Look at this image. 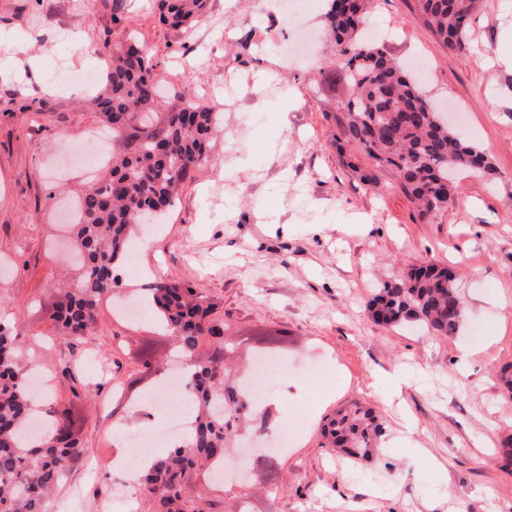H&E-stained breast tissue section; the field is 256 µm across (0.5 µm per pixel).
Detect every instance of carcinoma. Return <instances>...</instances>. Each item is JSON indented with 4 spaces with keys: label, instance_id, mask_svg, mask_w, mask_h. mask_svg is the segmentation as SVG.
Here are the masks:
<instances>
[{
    "label": "carcinoma",
    "instance_id": "obj_1",
    "mask_svg": "<svg viewBox=\"0 0 512 512\" xmlns=\"http://www.w3.org/2000/svg\"><path fill=\"white\" fill-rule=\"evenodd\" d=\"M207 0H157L162 22L185 28L201 16ZM370 0H331L325 28L332 43V66L353 87L336 119L337 149L352 145L372 159L347 166L363 184H378L377 171L396 173L402 193L422 220L455 201L454 177L494 172L489 158L448 127L402 67L382 48L363 44ZM480 0H415V15L446 48L464 46ZM162 78L144 53L129 46L112 55L105 88L95 103L112 126V164L107 174L80 197L73 244L81 256L77 275L56 307L54 320L66 338L81 336L95 323L99 302L118 286L115 273L126 261L132 229L156 224L174 206L183 183L207 159L217 130L204 104L162 106ZM146 300L174 336L186 361V387L195 403L187 437L152 460L138 477L145 500L158 512H197L182 502L181 481L192 469L224 456L239 436L248 412L246 399L227 384L234 344L214 317L218 304L182 284L160 277ZM368 311L381 325H422L437 337L456 335L466 303L456 275L436 262L383 282ZM37 405L28 389V368L20 360L17 337L0 321V512H46L54 487L81 454L64 410H54L46 432L33 436ZM384 435L376 412L352 402L323 424L325 446L353 462L372 458Z\"/></svg>",
    "mask_w": 512,
    "mask_h": 512
}]
</instances>
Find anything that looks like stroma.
Here are the masks:
<instances>
[{
    "label": "stroma",
    "mask_w": 512,
    "mask_h": 512,
    "mask_svg": "<svg viewBox=\"0 0 512 512\" xmlns=\"http://www.w3.org/2000/svg\"><path fill=\"white\" fill-rule=\"evenodd\" d=\"M252 0H209L182 31L161 22L152 0H0V315L20 337L23 362L54 379L40 412L67 409L82 449L48 512H149L115 499L132 494L109 455L133 453L121 436L161 435L167 405L151 403L160 377L141 375L165 359L170 341L155 321L130 322L100 304L94 325L62 339L52 319L59 282L72 266L57 240L68 230L59 202L87 188L80 170L89 134L104 128L93 97L119 45L145 50L172 103L190 99L222 114L209 158L180 190L132 265H119L115 296L150 287L154 276L190 285L218 302L226 335L245 356L278 357L259 414L276 427L306 407L296 442L272 453L271 472L224 487L194 471L182 497L196 512H224L248 496L254 512H512V0H481L464 50L438 43L413 17L414 0H375L365 42L419 64L427 96L458 102V130L494 164L493 175L457 184L453 206L421 221L380 174L360 184L336 149L334 115L349 86L328 65L323 0H308L315 48L299 52L291 12L254 14ZM92 60L80 64L78 41ZM269 67L274 81L257 86ZM286 124H279V113ZM434 261L459 277L467 303L457 335L376 323L367 303L379 283ZM143 269L136 277L131 267ZM476 347L460 364L462 345ZM336 395L320 402L311 366ZM400 372L401 388L388 380ZM385 425L378 452L354 463L323 448L325 419L351 402ZM417 445L399 435L403 419Z\"/></svg>",
    "instance_id": "stroma-1"
}]
</instances>
